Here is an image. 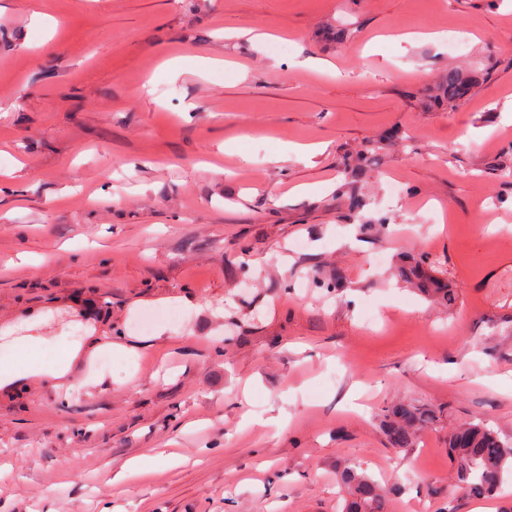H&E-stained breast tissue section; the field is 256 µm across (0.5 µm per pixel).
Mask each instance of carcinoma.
Listing matches in <instances>:
<instances>
[{
  "label": "carcinoma",
  "instance_id": "carcinoma-1",
  "mask_svg": "<svg viewBox=\"0 0 512 512\" xmlns=\"http://www.w3.org/2000/svg\"><path fill=\"white\" fill-rule=\"evenodd\" d=\"M473 83L456 70L448 71L433 106H448L470 96ZM436 418L433 410L398 402L385 410L382 429L393 448H411L418 432ZM448 454L456 467L457 488L472 497L496 491L504 473L512 472V443L482 423H466L448 436ZM336 483L344 492L343 512H385L386 499L379 484L354 467L336 469Z\"/></svg>",
  "mask_w": 512,
  "mask_h": 512
}]
</instances>
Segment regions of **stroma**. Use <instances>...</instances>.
Segmentation results:
<instances>
[{
    "label": "stroma",
    "mask_w": 512,
    "mask_h": 512,
    "mask_svg": "<svg viewBox=\"0 0 512 512\" xmlns=\"http://www.w3.org/2000/svg\"><path fill=\"white\" fill-rule=\"evenodd\" d=\"M3 172L0 364L105 348L0 386V512H337L344 464L473 512L449 432L512 441V0H0ZM401 401L437 418L395 449ZM472 90L473 83L467 77L456 70H449L434 97L433 106H448L464 100ZM87 348L82 343H76L71 346L64 357L53 367L47 369L28 370V371H5L1 373L0 385L3 382H10L17 378L27 377L30 375L41 376L48 380H61L65 378L73 368V366L82 358Z\"/></svg>",
    "instance_id": "35a3bbf8"
}]
</instances>
